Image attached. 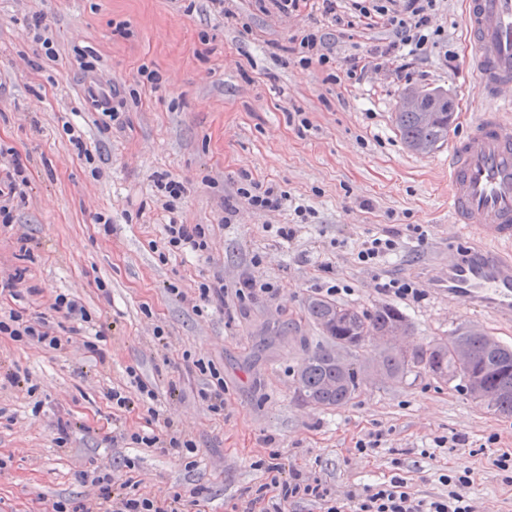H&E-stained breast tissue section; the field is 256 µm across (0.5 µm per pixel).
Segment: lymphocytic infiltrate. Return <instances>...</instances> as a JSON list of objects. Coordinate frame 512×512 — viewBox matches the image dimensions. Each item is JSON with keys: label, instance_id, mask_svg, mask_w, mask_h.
Listing matches in <instances>:
<instances>
[{"label": "lymphocytic infiltrate", "instance_id": "lymphocytic-infiltrate-1", "mask_svg": "<svg viewBox=\"0 0 512 512\" xmlns=\"http://www.w3.org/2000/svg\"><path fill=\"white\" fill-rule=\"evenodd\" d=\"M338 0H270L271 5L286 16L302 15L307 8L320 6L332 26L357 28L361 30L384 29L392 34L387 45L366 49L358 61L352 62L343 72L344 82L359 81L368 65L382 58L395 59L400 70L413 67L415 60L429 40L437 34L432 27V19L438 9L439 0H351L353 16H345L337 11ZM289 54L297 58L300 65L326 66L332 63V46L327 33L319 29H307L302 34L291 36ZM53 310L70 323L68 334L81 337L83 347L91 353H99L102 333L94 337H84V324L88 315L84 306L73 296L57 295L52 304ZM13 340H26L38 346L59 349L63 338L56 335L49 321L32 320L23 312L12 310L0 316V335ZM264 469L270 479V487L276 494L268 500L261 512H285L288 503L298 499L319 502L324 512H345V503H352V512H477L466 490L471 484L468 473L449 472L442 475L441 481L448 487L447 496L432 499L415 497L406 489L404 480L392 477L363 493L349 492L347 502L329 499L320 480H307L300 474L285 475L281 463H265ZM92 485L99 489L94 503L78 504L58 501L53 512H181L180 496H172L169 504H158L148 497L116 495L107 477L96 476Z\"/></svg>", "mask_w": 512, "mask_h": 512}]
</instances>
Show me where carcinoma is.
Returning <instances> with one entry per match:
<instances>
[{
	"mask_svg": "<svg viewBox=\"0 0 512 512\" xmlns=\"http://www.w3.org/2000/svg\"><path fill=\"white\" fill-rule=\"evenodd\" d=\"M453 111L395 113V125L406 146L428 154L448 141ZM306 312L325 335V343L307 358L297 375L299 394L324 408L350 401L359 389L360 368L344 360L339 351L356 350L390 330L407 335L410 327L393 306L371 314L325 298L307 303ZM377 367L392 383L401 384L413 372L448 381L458 379L467 393L504 416H512V348L484 332L459 329L406 351L386 350Z\"/></svg>",
	"mask_w": 512,
	"mask_h": 512,
	"instance_id": "carcinoma-1",
	"label": "carcinoma"
}]
</instances>
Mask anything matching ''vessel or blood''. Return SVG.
<instances>
[{"instance_id": "obj_1", "label": "vessel or blood", "mask_w": 512, "mask_h": 512, "mask_svg": "<svg viewBox=\"0 0 512 512\" xmlns=\"http://www.w3.org/2000/svg\"><path fill=\"white\" fill-rule=\"evenodd\" d=\"M481 107L448 155V210L467 254L432 278L449 299L512 321V0H466Z\"/></svg>"}]
</instances>
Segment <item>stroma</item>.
<instances>
[{"label":"stroma","instance_id":"35a3bbf8","mask_svg":"<svg viewBox=\"0 0 512 512\" xmlns=\"http://www.w3.org/2000/svg\"><path fill=\"white\" fill-rule=\"evenodd\" d=\"M232 8L248 28L209 0H0V167L18 153L26 179L12 224L0 226V275L17 272L22 282L18 298L1 297L0 308L49 318L57 294H74L108 352L102 364L78 343L46 351L0 335V512L93 500L97 490L83 479L93 470L117 492L180 493L188 512H245L267 481L259 463L272 452L340 500L395 474L419 497L442 496L439 477L453 469L469 471L479 512H512V478L493 464L512 454V417L456 382L413 373L392 384L376 366L381 344L373 340L355 359L361 389L347 404L312 406L296 385L323 341L304 306L332 285L335 301L357 310L396 307L412 329L407 345L469 327L512 347V323L431 288L449 251L462 248L448 221L450 148L412 153L394 122L411 87L447 90L450 140L479 109L463 0H443L433 23L444 38L409 76L386 65L344 88L332 69L302 67L283 50L298 26L324 28L327 19L266 13L256 0ZM38 17L52 29L55 60L34 40ZM83 59L95 72L81 69ZM144 64L160 87L142 94ZM92 85L126 99L122 127L98 123ZM69 125L81 130L92 160L77 157ZM165 174L187 187L171 213L154 185ZM245 177L279 187L291 203L264 213L240 200L226 217L224 200ZM298 204L311 207L308 223L295 215ZM172 219L207 225L209 253L161 259L155 245ZM278 224L296 225L295 237H278ZM412 224L425 242L411 237ZM388 231L399 233L401 248L377 265L359 264L358 244ZM245 276L274 284L276 296L193 310L200 282L220 277L231 286ZM392 279L416 282L422 296L383 291ZM171 283L186 300L168 292ZM158 328L164 340L155 339ZM191 358L223 377L222 414L200 401L207 378L189 372ZM130 368L154 387L157 417L109 398ZM61 419L71 424L62 446ZM175 431L195 441L194 453L130 441Z\"/></svg>","mask_w":512,"mask_h":512}]
</instances>
